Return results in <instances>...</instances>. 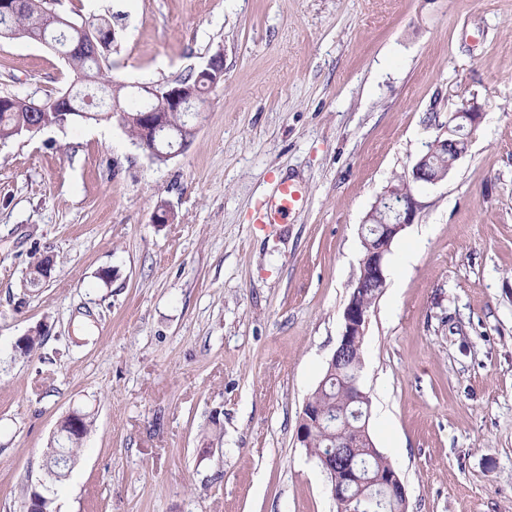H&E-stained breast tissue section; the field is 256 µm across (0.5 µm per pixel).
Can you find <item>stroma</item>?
Masks as SVG:
<instances>
[{"mask_svg": "<svg viewBox=\"0 0 512 512\" xmlns=\"http://www.w3.org/2000/svg\"><path fill=\"white\" fill-rule=\"evenodd\" d=\"M57 9L121 15L117 81L218 52L224 80L164 163L112 118L0 142V512H22L75 409L92 426L50 512H337L296 432L342 333L359 227L467 102L482 113L467 153L391 245L363 383L407 512H512V0ZM72 81L54 49L0 38V94ZM284 180L300 205L258 227ZM47 254L52 279L29 287Z\"/></svg>", "mask_w": 512, "mask_h": 512, "instance_id": "obj_1", "label": "stroma"}]
</instances>
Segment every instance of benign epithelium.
<instances>
[{"instance_id":"7a95c632","label":"benign epithelium","mask_w":512,"mask_h":512,"mask_svg":"<svg viewBox=\"0 0 512 512\" xmlns=\"http://www.w3.org/2000/svg\"><path fill=\"white\" fill-rule=\"evenodd\" d=\"M201 74L212 80L211 86L224 79V56L218 52L208 58ZM137 92L149 99L153 106L140 112L141 146L155 160L171 159L191 141L189 137L170 140L169 113L188 112L194 123L191 134H196V120L202 116V98L197 90L170 81L159 86L154 83L136 85ZM482 113L471 104H466L454 113L452 126L445 134L438 135L425 153L401 176V182L410 185L403 190L392 183L378 198L372 210L360 225L363 253L359 260V275L349 301L343 309V330L329 364L340 374L347 367L346 353L351 348H360L364 342L369 323L371 302L363 297L367 292H380L386 284V257L392 242L407 227L415 222L422 209L416 190L418 186L435 184L449 171V166L468 150L470 138L481 123ZM358 364L352 376L342 382V398L336 407L325 411L316 405L305 404L297 429V440L308 446L310 434L316 430L336 431V461L327 456L320 458L321 466L328 475L333 491L342 508L348 512H366L375 507L380 512H406V492L394 468L372 475L369 460L380 455L368 433L371 416L370 394L363 387ZM83 415L72 412L63 420L57 438L74 440L82 434Z\"/></svg>"}]
</instances>
